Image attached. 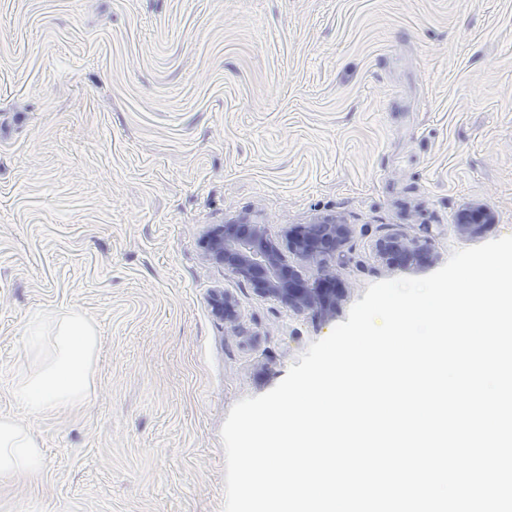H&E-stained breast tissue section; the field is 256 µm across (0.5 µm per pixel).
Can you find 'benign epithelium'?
<instances>
[{
  "instance_id": "benign-epithelium-1",
  "label": "benign epithelium",
  "mask_w": 512,
  "mask_h": 512,
  "mask_svg": "<svg viewBox=\"0 0 512 512\" xmlns=\"http://www.w3.org/2000/svg\"><path fill=\"white\" fill-rule=\"evenodd\" d=\"M495 221L490 208L471 204L458 213L455 227L461 236L474 238ZM351 234V225L331 217L297 225L278 239L266 225L241 217L213 225L203 248L209 260L249 283L258 297L273 298L297 313L324 316L336 312L344 297V289L337 287L335 261ZM375 254L389 268L422 266L435 260L427 241L404 234L379 239ZM304 265L316 269L314 282L303 277ZM211 308L217 318L230 324L237 321V304L230 294H213Z\"/></svg>"
}]
</instances>
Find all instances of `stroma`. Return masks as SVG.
Masks as SVG:
<instances>
[{
	"mask_svg": "<svg viewBox=\"0 0 512 512\" xmlns=\"http://www.w3.org/2000/svg\"><path fill=\"white\" fill-rule=\"evenodd\" d=\"M470 204L496 222L455 229ZM273 237L340 216L326 317L205 256L239 214ZM428 241L387 269L376 242ZM512 234V0H0V419L42 465L0 512H221L232 406L275 388L368 285ZM238 320L211 312L214 293ZM95 337L76 406L30 414L31 317ZM377 258L389 268H408L432 263L435 255L426 240L392 234L375 244ZM213 314L227 323H235L238 318L237 304L233 296L226 292L214 293L211 298Z\"/></svg>",
	"mask_w": 512,
	"mask_h": 512,
	"instance_id": "stroma-1",
	"label": "stroma"
}]
</instances>
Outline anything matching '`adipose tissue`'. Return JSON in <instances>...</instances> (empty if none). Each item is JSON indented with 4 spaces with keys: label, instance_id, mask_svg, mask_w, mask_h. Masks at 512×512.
Here are the masks:
<instances>
[{
    "label": "adipose tissue",
    "instance_id": "adipose-tissue-1",
    "mask_svg": "<svg viewBox=\"0 0 512 512\" xmlns=\"http://www.w3.org/2000/svg\"><path fill=\"white\" fill-rule=\"evenodd\" d=\"M48 329L54 334L53 358L17 390L19 402L31 414L77 403L89 390L92 338L88 325L72 314L50 322L34 321L28 328L29 341L38 343ZM39 466L37 446L25 425L0 421V477Z\"/></svg>",
    "mask_w": 512,
    "mask_h": 512
}]
</instances>
